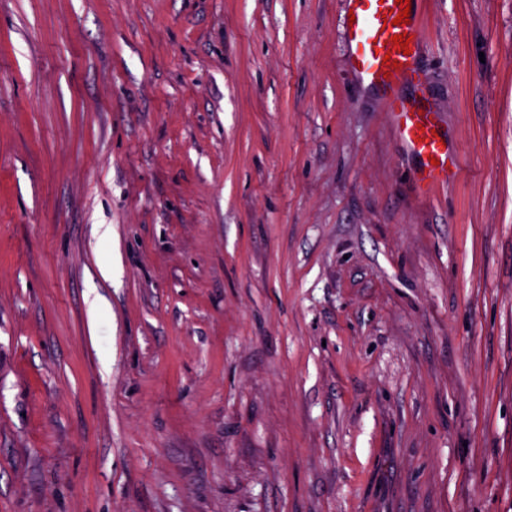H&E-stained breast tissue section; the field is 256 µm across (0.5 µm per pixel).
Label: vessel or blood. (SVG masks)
<instances>
[{
    "label": "vessel or blood",
    "mask_w": 512,
    "mask_h": 512,
    "mask_svg": "<svg viewBox=\"0 0 512 512\" xmlns=\"http://www.w3.org/2000/svg\"><path fill=\"white\" fill-rule=\"evenodd\" d=\"M420 4L421 0H410L409 22L399 25L396 0H348L355 20L345 24L344 37L349 45L348 72L379 94L396 137L417 161L413 177L425 193L447 184L456 173L457 162L448 150L438 112L401 92L405 84L420 77L424 21ZM397 35L409 38V52L393 50L392 39Z\"/></svg>",
    "instance_id": "1"
}]
</instances>
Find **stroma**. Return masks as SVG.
Returning <instances> with one entry per match:
<instances>
[{
	"mask_svg": "<svg viewBox=\"0 0 512 512\" xmlns=\"http://www.w3.org/2000/svg\"><path fill=\"white\" fill-rule=\"evenodd\" d=\"M423 9L426 194L347 0H0V512H512V0Z\"/></svg>",
	"mask_w": 512,
	"mask_h": 512,
	"instance_id": "35a3bbf8",
	"label": "stroma"
}]
</instances>
